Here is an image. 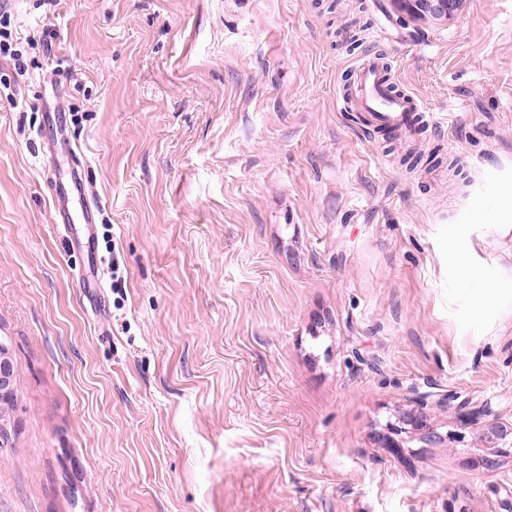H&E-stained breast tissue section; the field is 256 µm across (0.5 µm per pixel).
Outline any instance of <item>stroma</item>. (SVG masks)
Wrapping results in <instances>:
<instances>
[{
    "mask_svg": "<svg viewBox=\"0 0 512 512\" xmlns=\"http://www.w3.org/2000/svg\"><path fill=\"white\" fill-rule=\"evenodd\" d=\"M0 15V512H512V453L476 440L512 429V0ZM366 54L435 128L364 131ZM395 8L419 20L448 19L460 0H393ZM14 391V363L7 350L0 352V399L4 401L12 396Z\"/></svg>",
    "mask_w": 512,
    "mask_h": 512,
    "instance_id": "obj_1",
    "label": "stroma"
}]
</instances>
